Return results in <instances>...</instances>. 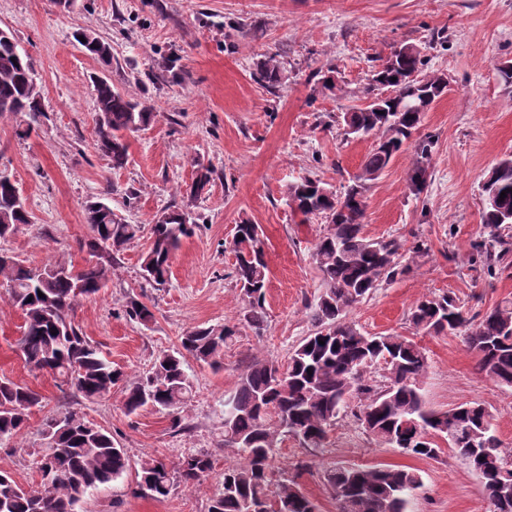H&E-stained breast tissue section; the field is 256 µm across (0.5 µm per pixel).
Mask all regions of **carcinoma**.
<instances>
[{
  "instance_id": "cac0c4a2",
  "label": "carcinoma",
  "mask_w": 512,
  "mask_h": 512,
  "mask_svg": "<svg viewBox=\"0 0 512 512\" xmlns=\"http://www.w3.org/2000/svg\"><path fill=\"white\" fill-rule=\"evenodd\" d=\"M76 36L85 39L83 47L89 55L110 63V44L84 32ZM423 66L413 46L406 53L392 52L373 74L372 85L390 88L393 94L344 113L346 135L374 136L378 142L343 195L309 177L288 185L289 207L305 221L319 217L325 224L312 252L323 291L312 307L311 332L289 352L286 374L277 376L280 365L274 361L255 360L224 398L229 404L224 413V447L235 449L242 461L224 466L209 512H248L258 504L264 506L263 512H317V505L295 481L272 484L279 440L289 435L305 448L323 447L328 431L354 399L359 405L353 416L365 431L407 454L434 458L439 449L435 442L421 440L422 431L430 429L440 437L453 432L456 439L448 440L449 447L479 474L488 498L499 501L500 512H512V453L502 448L495 435L490 411L477 402L444 412L428 408L419 392L428 367L425 349L407 336L370 334L348 320L353 307L409 269L402 264L404 244L396 238H367L363 218L368 185L418 128L423 98L432 103L447 89L443 76L424 74ZM257 72L271 86L281 82V66L274 54L259 62ZM412 73L417 75L414 80L409 79ZM93 91L98 112L96 148L109 158L112 169H122L128 161L125 134L151 125L155 113L104 77L93 80ZM6 113L29 117L21 136L30 134L44 114L34 62L19 49L11 31L0 36V116ZM416 155L409 186L418 196L427 186L431 140L417 144ZM482 191V223L489 234L474 243L472 262L491 273L512 263L511 154L491 169ZM503 191L504 198L500 197ZM85 220L93 235L83 247L93 260L80 268L70 264L64 273L61 262L34 270L14 256L0 255V286L24 319L18 342L24 364L93 401L109 396L112 387L124 380V373L83 335L74 321L75 305L79 298L106 287L114 255L143 227L125 223L102 201L87 206ZM28 223L24 198L17 196L14 185L0 181V239ZM191 224L190 214L175 206L155 215L151 245L143 259L146 280L157 286L167 283L174 251L190 233ZM264 245L258 225L246 221L236 225L234 276L245 302L243 319L256 330L264 327L267 318ZM126 312L144 325L153 319L152 311L137 299L127 302ZM409 322L418 333L458 331L477 354L479 372L512 388L511 299L470 316L453 295L426 296L412 306ZM235 335L228 326L187 331L180 348L160 355L150 370L125 384V412L132 414L151 405L170 412L172 427H180V413L193 388L186 359L219 368L224 346ZM377 369L383 372V381L371 385L367 374ZM41 403L38 392L1 377L0 441L17 437L26 426L28 418L18 415L16 406ZM46 428V439L56 447L38 462V469L45 472L40 487L28 490L0 474V512H76L88 493L129 469L125 450L114 444L106 430L86 422L76 411L47 421ZM213 469L212 455L202 451L182 457L174 467L155 459L141 464L137 486L148 485V496L160 499L177 485L202 480ZM326 480L334 491L337 512H408L410 497L422 484L417 471L391 467L335 469L326 474Z\"/></svg>"
}]
</instances>
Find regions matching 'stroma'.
Returning <instances> with one entry per match:
<instances>
[{"instance_id":"35a3bbf8","label":"stroma","mask_w":512,"mask_h":512,"mask_svg":"<svg viewBox=\"0 0 512 512\" xmlns=\"http://www.w3.org/2000/svg\"><path fill=\"white\" fill-rule=\"evenodd\" d=\"M0 27L33 59L46 112L24 138L16 134L20 116H0V173L16 181L30 215L0 240V251L32 268L54 261L79 267L89 258L82 247L92 234L87 203L103 201L126 223L144 227L162 208L180 207L197 227L182 238L168 282L154 288L144 279L150 247L144 231L117 255L107 288L77 303L75 321L130 379L178 348L194 327L236 330L223 369L189 361L188 428L177 432L168 412L148 406L125 413L121 388L88 401L25 368L18 351L23 317L0 288V377L43 397L21 434L0 443V473L25 489L40 486L36 462L46 452V421L73 409L108 431L130 459L129 471L89 493L77 512H208L220 473L238 460L223 445L225 394L250 361L287 363L312 329L310 309L323 289L311 259L323 226L294 213L286 189L311 176L339 192L359 173L374 140H345L340 117L369 104L371 76L397 47L415 46L425 72L444 75L448 87L414 133L434 140L425 191L416 196L407 187L416 159L407 148L370 184L363 231L408 246L420 239L429 253L348 319L372 334L409 336L410 309L423 296L455 295L473 313L512 299V266L490 276L471 265L473 244L485 234L482 183L512 154V86L498 72L512 64V0H75L67 11L53 0H0ZM79 29L110 44V65L84 52L73 37ZM269 54L277 55L284 75L273 87L254 77L257 61ZM95 76L158 114L148 128L127 134L128 162L119 170L95 146ZM201 165L211 169V181L193 198L186 190ZM244 220L260 225L266 243L267 326L260 334L243 320L229 249ZM133 298L153 311L150 323L129 318L126 303ZM419 341L428 356L420 380L427 406L445 411L482 403L512 451V388L480 374L460 336ZM199 451L213 456L209 477L161 500L135 494L142 462L161 459L173 467ZM301 460L308 468L300 473ZM371 466L420 473L423 485L409 512L492 508L480 476L448 446L432 459L409 455L381 444L349 414L337 420L325 447L311 451L283 438L273 478L297 479L319 512H336L326 473Z\"/></svg>"}]
</instances>
